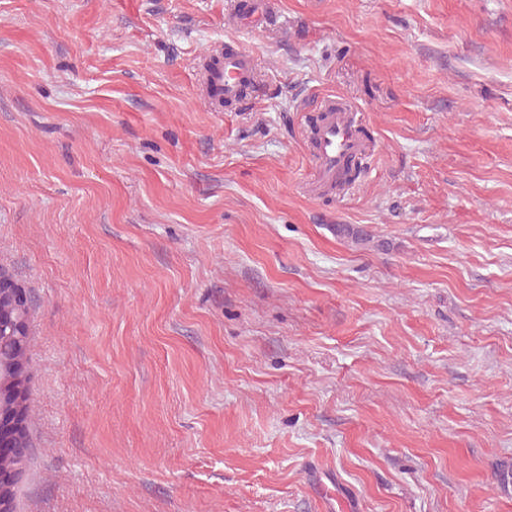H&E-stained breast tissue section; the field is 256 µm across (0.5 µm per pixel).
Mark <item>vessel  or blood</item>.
I'll return each mask as SVG.
<instances>
[{"label": "vessel or blood", "instance_id": "b4317fda", "mask_svg": "<svg viewBox=\"0 0 512 512\" xmlns=\"http://www.w3.org/2000/svg\"><path fill=\"white\" fill-rule=\"evenodd\" d=\"M253 55L241 49L210 52L200 73L202 97L214 110L241 99L244 89L257 82ZM321 117L307 145L313 161L309 188L317 194L335 191L346 177L348 162L368 153L371 145L360 132L361 122L347 100L327 97L317 107Z\"/></svg>", "mask_w": 512, "mask_h": 512}]
</instances>
